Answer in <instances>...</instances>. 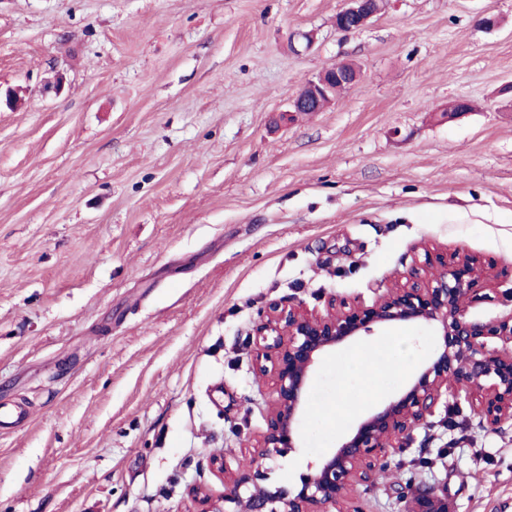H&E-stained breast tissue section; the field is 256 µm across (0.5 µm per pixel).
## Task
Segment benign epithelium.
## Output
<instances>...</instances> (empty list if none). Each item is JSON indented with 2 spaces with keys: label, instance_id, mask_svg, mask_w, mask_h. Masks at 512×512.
I'll return each instance as SVG.
<instances>
[{
  "label": "benign epithelium",
  "instance_id": "1",
  "mask_svg": "<svg viewBox=\"0 0 512 512\" xmlns=\"http://www.w3.org/2000/svg\"><path fill=\"white\" fill-rule=\"evenodd\" d=\"M382 10V0H347L336 14L341 32L367 26ZM361 77L355 66L336 62L308 81L292 100V111L309 104L330 106L336 85H353ZM416 260L394 278L373 303L349 304L330 295L324 308L267 306L256 326L255 371L274 380L266 427L253 444L254 467L225 477L224 458L208 460L222 482L217 496L205 483L189 485L194 512H362L343 505L355 484L373 485L389 456L408 446L410 432L427 422L442 397L448 407L461 399L475 402L490 428L512 420V311L484 321L470 314L473 303L491 296L477 292L489 277L479 258L422 246ZM406 324L432 330L440 337L433 357L422 365L400 394L371 410L334 448L308 465L296 490L264 484L262 464L299 447L314 373L327 353L361 336ZM412 512H448L436 486L423 490Z\"/></svg>",
  "mask_w": 512,
  "mask_h": 512
}]
</instances>
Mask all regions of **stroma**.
Wrapping results in <instances>:
<instances>
[{"label":"stroma","instance_id":"1","mask_svg":"<svg viewBox=\"0 0 512 512\" xmlns=\"http://www.w3.org/2000/svg\"><path fill=\"white\" fill-rule=\"evenodd\" d=\"M346 0H0V512H190L265 427L256 375L270 303L372 302L420 244L493 264L491 320L512 311V0H387L338 31ZM497 18V27L481 25ZM313 43H305V33ZM361 79L290 113L337 61ZM60 88L48 87L55 74ZM468 99L471 111L448 115ZM325 355L302 446L266 461L296 483L364 416L317 413L362 381ZM512 512V421L462 404L389 459L363 512ZM417 509L411 512H448V501L436 486H429L416 498Z\"/></svg>","mask_w":512,"mask_h":512}]
</instances>
